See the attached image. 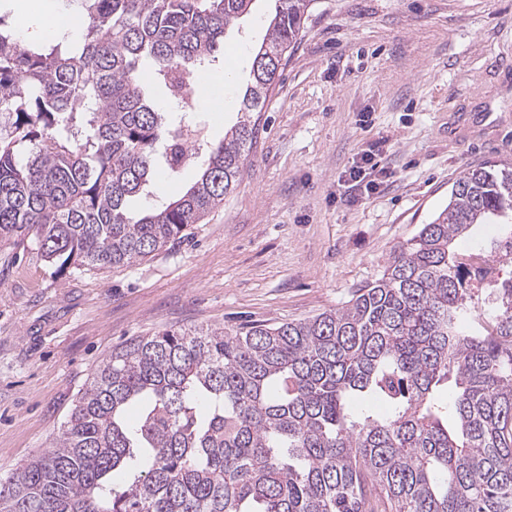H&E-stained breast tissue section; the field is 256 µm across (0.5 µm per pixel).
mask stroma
Here are the masks:
<instances>
[{
    "label": "stroma",
    "mask_w": 512,
    "mask_h": 512,
    "mask_svg": "<svg viewBox=\"0 0 512 512\" xmlns=\"http://www.w3.org/2000/svg\"><path fill=\"white\" fill-rule=\"evenodd\" d=\"M255 0L211 68L227 104H199L223 138L267 27ZM512 0H315L259 117L237 188L130 265L58 273L33 238L0 243V472L47 448L112 349L164 329L280 324L343 306L443 209L472 166H512ZM494 115L493 140L454 134ZM379 152L375 188L344 183ZM370 154H363L360 158L361 162H356V165L351 168L349 177L345 181V190L348 195H353L361 191L363 182L368 174L366 170L373 169L374 165H371L373 158ZM368 165H370V167H368Z\"/></svg>",
    "instance_id": "1"
}]
</instances>
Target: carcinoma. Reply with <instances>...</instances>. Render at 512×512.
<instances>
[{
    "label": "carcinoma",
    "mask_w": 512,
    "mask_h": 512,
    "mask_svg": "<svg viewBox=\"0 0 512 512\" xmlns=\"http://www.w3.org/2000/svg\"><path fill=\"white\" fill-rule=\"evenodd\" d=\"M81 2L51 46L0 18V242L34 237L59 272L142 260L224 202L313 4L275 0L240 120L200 150L138 62L176 94L255 0ZM172 156L195 182L133 212ZM493 220L512 170L477 165L344 306L112 350L50 448L0 474V512H512V279L483 314L451 249Z\"/></svg>",
    "instance_id": "carcinoma-1"
}]
</instances>
